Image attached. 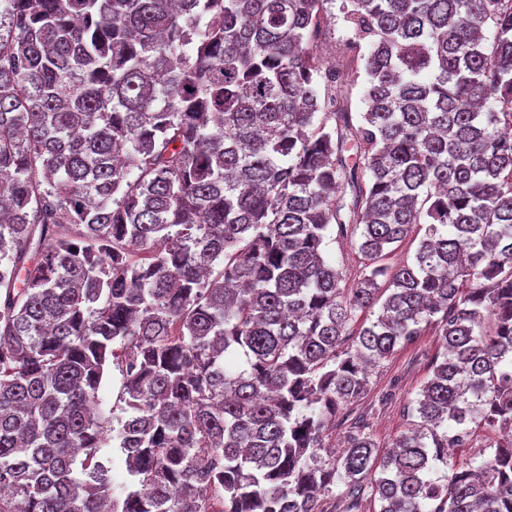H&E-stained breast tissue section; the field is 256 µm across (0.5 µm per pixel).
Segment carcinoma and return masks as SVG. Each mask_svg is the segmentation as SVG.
I'll return each mask as SVG.
<instances>
[{
	"label": "carcinoma",
	"instance_id": "carcinoma-1",
	"mask_svg": "<svg viewBox=\"0 0 512 512\" xmlns=\"http://www.w3.org/2000/svg\"><path fill=\"white\" fill-rule=\"evenodd\" d=\"M429 326L415 421L324 459ZM479 429L512 431V0H0V512H512V437L451 460ZM344 38L341 23L324 26L320 40V52L325 61H334L346 54ZM423 229L420 231L419 235L416 237L415 233L406 238L402 243L394 244L389 250H392L385 259L381 261L382 264L393 266L406 259L407 257L411 259L416 252L421 236L424 233L425 226H421ZM358 240H336L328 246L327 252L329 257L336 262V267L344 269L345 281L342 286L346 284L347 287L351 286L354 282L356 271L367 263L358 252Z\"/></svg>",
	"mask_w": 512,
	"mask_h": 512
}]
</instances>
